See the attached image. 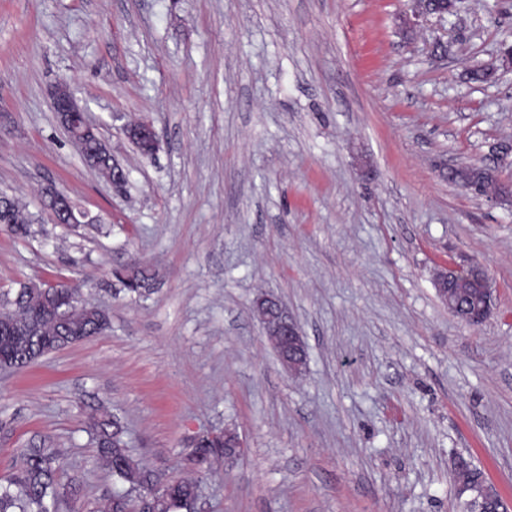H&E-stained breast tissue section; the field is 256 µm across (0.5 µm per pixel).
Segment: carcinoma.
<instances>
[{"instance_id":"cac0c4a2","label":"carcinoma","mask_w":512,"mask_h":512,"mask_svg":"<svg viewBox=\"0 0 512 512\" xmlns=\"http://www.w3.org/2000/svg\"><path fill=\"white\" fill-rule=\"evenodd\" d=\"M449 181L479 188L492 185L484 166L467 164L457 169ZM6 228L19 237L32 234L33 219L24 215L18 200L8 196ZM486 292V282L470 276L448 282V300L462 309L472 308L474 299ZM78 286L44 288L23 284L15 292L0 294V366L23 368L36 359L63 346L79 343L109 328V321L94 306L79 304ZM89 430L96 445V459L124 489L105 500L100 512H125L128 496L156 501L155 512H182L185 506L194 512L203 510L201 492L194 480H175L160 484L155 471L137 462L125 448L121 421L101 408L89 414ZM224 458L221 448L202 443L198 448L197 472L211 471L215 461ZM59 455L52 442L43 439L23 449L20 466L6 483L0 484V512H50L54 507L81 496L76 482L57 480Z\"/></svg>"}]
</instances>
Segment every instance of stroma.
Here are the masks:
<instances>
[{
	"instance_id": "obj_1",
	"label": "stroma",
	"mask_w": 512,
	"mask_h": 512,
	"mask_svg": "<svg viewBox=\"0 0 512 512\" xmlns=\"http://www.w3.org/2000/svg\"><path fill=\"white\" fill-rule=\"evenodd\" d=\"M407 0H0V191L37 219L0 227V292L83 283L111 327L0 372V482L37 436L95 512L117 490L95 461L91 407L132 456L192 477L188 439L235 429L247 451L201 480L206 512H456L464 457L512 497V204L448 180L512 162V73L470 69L512 42V0H460L405 46ZM448 42L445 55L426 45ZM67 80L128 174L114 191L60 126ZM153 123L141 156L124 122ZM101 223L64 226L48 184ZM158 275L129 298L113 268ZM484 264L492 315L473 327L434 287ZM296 320L285 370L254 312Z\"/></svg>"
}]
</instances>
